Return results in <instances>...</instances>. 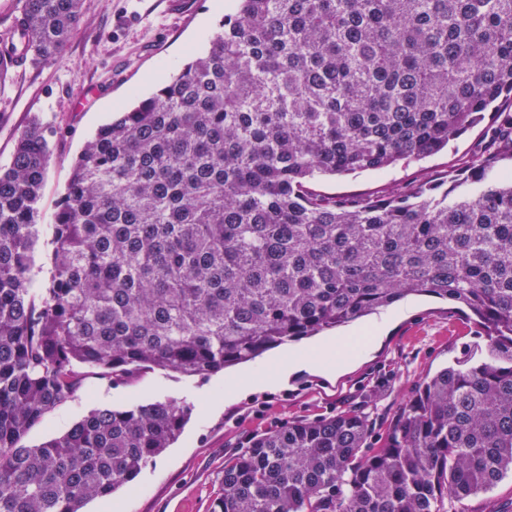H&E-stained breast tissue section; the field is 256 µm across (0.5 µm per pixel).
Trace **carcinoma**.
<instances>
[{
	"label": "carcinoma",
	"instance_id": "cac0c4a2",
	"mask_svg": "<svg viewBox=\"0 0 512 512\" xmlns=\"http://www.w3.org/2000/svg\"><path fill=\"white\" fill-rule=\"evenodd\" d=\"M83 0H19L0 78L85 33ZM512 102V0H237L209 48L97 128L56 223H37L48 136L0 168V512H82L180 436L192 406L95 409L23 439L96 367L204 377L410 295L485 337L425 377L372 442L349 409L288 421L224 460L213 512H444L512 473V169L448 188L321 197L323 176L448 147ZM488 151L512 144V112Z\"/></svg>",
	"mask_w": 512,
	"mask_h": 512
}]
</instances>
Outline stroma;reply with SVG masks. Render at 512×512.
<instances>
[{
	"label": "stroma",
	"instance_id": "35a3bbf8",
	"mask_svg": "<svg viewBox=\"0 0 512 512\" xmlns=\"http://www.w3.org/2000/svg\"><path fill=\"white\" fill-rule=\"evenodd\" d=\"M235 0H84L85 35L66 46L62 59L11 70L0 82V166H8L18 134L40 120L52 130L46 182L38 221L54 223L72 164L96 129L146 97L170 74L204 50ZM496 117L484 120L447 149L419 162L384 171L325 176L312 185L326 196L381 199L394 185H438L449 171L465 167L492 136ZM381 337L333 374L313 369L277 386L264 383L274 358L288 346L207 378L159 370L114 384L89 370L83 388L36 425L25 438L33 446L64 434L97 408H125L168 400L193 411L178 440L130 487L87 502L83 512H212L221 492L224 460L252 436L295 420H314L351 408L368 416L382 437L401 414L419 381L481 344L477 330L448 302L408 298L347 327L329 331L333 340ZM254 382L234 400L224 390L241 372ZM448 512H512V475L475 497L447 501Z\"/></svg>",
	"mask_w": 512,
	"mask_h": 512
}]
</instances>
